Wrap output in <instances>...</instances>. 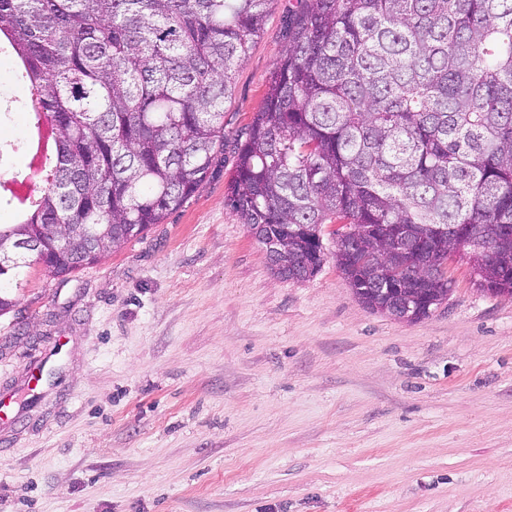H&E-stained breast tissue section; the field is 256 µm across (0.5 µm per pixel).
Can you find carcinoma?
I'll use <instances>...</instances> for the list:
<instances>
[{
    "mask_svg": "<svg viewBox=\"0 0 512 512\" xmlns=\"http://www.w3.org/2000/svg\"><path fill=\"white\" fill-rule=\"evenodd\" d=\"M269 0H0V51L28 90L27 147L47 163L37 203L0 185V257L16 243L52 277L90 246L121 248L201 187L224 150V102ZM288 47L237 143L226 205L277 237L288 267L336 262L377 310L379 289L448 297L463 244L471 274L512 297V0H290ZM425 252L402 265L395 240ZM0 267V315L18 269Z\"/></svg>",
    "mask_w": 512,
    "mask_h": 512,
    "instance_id": "carcinoma-1",
    "label": "carcinoma"
}]
</instances>
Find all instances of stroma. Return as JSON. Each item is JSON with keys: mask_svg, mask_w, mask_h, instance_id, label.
<instances>
[{"mask_svg": "<svg viewBox=\"0 0 512 512\" xmlns=\"http://www.w3.org/2000/svg\"><path fill=\"white\" fill-rule=\"evenodd\" d=\"M287 12L270 0L224 152L183 207L70 275L20 268L0 315V512H512V298L461 260L447 300L398 321L355 296L334 225L320 271L289 279L224 204ZM24 95L1 53L7 179L28 171Z\"/></svg>", "mask_w": 512, "mask_h": 512, "instance_id": "1", "label": "stroma"}]
</instances>
